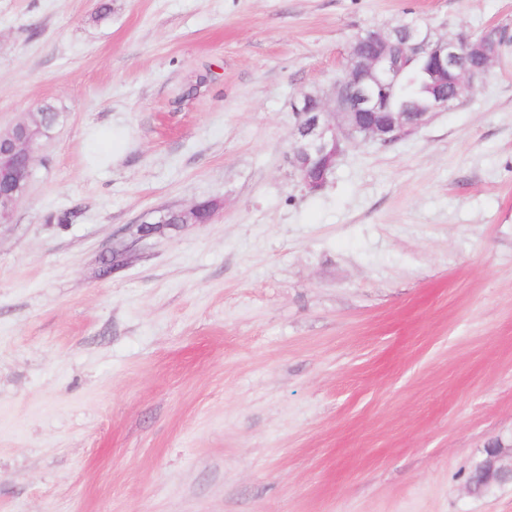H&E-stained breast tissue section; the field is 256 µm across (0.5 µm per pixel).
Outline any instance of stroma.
<instances>
[{
	"instance_id": "stroma-1",
	"label": "stroma",
	"mask_w": 512,
	"mask_h": 512,
	"mask_svg": "<svg viewBox=\"0 0 512 512\" xmlns=\"http://www.w3.org/2000/svg\"><path fill=\"white\" fill-rule=\"evenodd\" d=\"M407 19L512 0H0V127L66 114L0 228V512H512L467 483L512 464V42L320 192L288 161L291 100ZM489 455L486 460H484L482 464L481 470L483 472H488L490 477L496 475L497 478L505 479L507 482L512 481V466H504L500 463V454L497 451V448L492 443L487 448Z\"/></svg>"
}]
</instances>
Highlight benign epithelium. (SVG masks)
<instances>
[{
	"mask_svg": "<svg viewBox=\"0 0 512 512\" xmlns=\"http://www.w3.org/2000/svg\"><path fill=\"white\" fill-rule=\"evenodd\" d=\"M511 39L496 26L475 38L463 31L436 36L415 21L357 37L329 92H307L294 103L289 163L295 177L307 192L317 193L333 174L347 144H392L434 114L453 108L485 79ZM419 57L430 67L432 103L420 112H395L389 108L390 96L406 82L412 61ZM52 137L38 120L22 118L0 130L1 224L12 223L16 209L28 196L35 153ZM488 452L482 471L511 482L512 466L500 463L494 445H489Z\"/></svg>",
	"mask_w": 512,
	"mask_h": 512,
	"instance_id": "benign-epithelium-1",
	"label": "benign epithelium"
}]
</instances>
